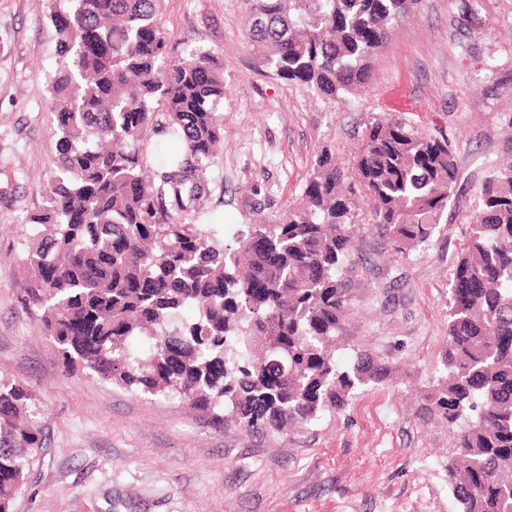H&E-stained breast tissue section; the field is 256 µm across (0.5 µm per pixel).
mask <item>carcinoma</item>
<instances>
[{
    "label": "carcinoma",
    "mask_w": 512,
    "mask_h": 512,
    "mask_svg": "<svg viewBox=\"0 0 512 512\" xmlns=\"http://www.w3.org/2000/svg\"><path fill=\"white\" fill-rule=\"evenodd\" d=\"M158 2L51 0L58 139L46 206L26 218L41 230L26 242L24 302L67 370L246 434L286 435L390 379L364 349L348 366L338 355L359 277L356 209L368 206L367 230L394 258L427 245L458 190L454 149L379 116L347 165L316 156L278 222L245 224L231 243L186 224L223 150L224 66L207 50L171 56ZM412 4L243 0L262 65L330 103L368 83ZM468 223L442 367L415 415L448 433L442 466L458 512H512L511 155ZM34 410L30 389L0 380V512H13L49 447Z\"/></svg>",
    "instance_id": "obj_1"
}]
</instances>
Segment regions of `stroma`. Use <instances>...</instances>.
<instances>
[{"label": "stroma", "instance_id": "35a3bbf8", "mask_svg": "<svg viewBox=\"0 0 512 512\" xmlns=\"http://www.w3.org/2000/svg\"><path fill=\"white\" fill-rule=\"evenodd\" d=\"M50 8L0 0V378L34 392L51 442L13 512H457L440 465L448 435L413 408L441 362L467 215L507 152L512 0H415L376 53L369 85L335 104L261 67L241 0H161L171 54L204 49L224 64V152L198 221L225 239L255 216L278 220L316 155L348 158L373 117L447 134L455 151L463 191L428 246L396 261L380 238L356 236L347 335L393 380L274 438L65 372L23 306L25 243L39 230L25 218L46 205L56 152Z\"/></svg>", "mask_w": 512, "mask_h": 512}]
</instances>
